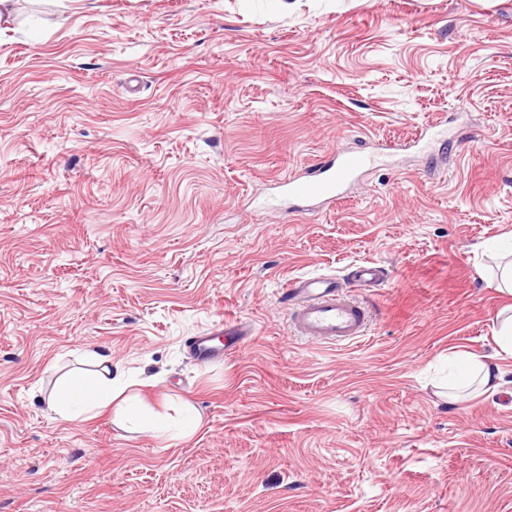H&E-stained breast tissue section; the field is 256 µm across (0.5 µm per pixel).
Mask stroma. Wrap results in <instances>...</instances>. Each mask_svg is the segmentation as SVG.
<instances>
[{"label": "stroma", "instance_id": "stroma-1", "mask_svg": "<svg viewBox=\"0 0 512 512\" xmlns=\"http://www.w3.org/2000/svg\"><path fill=\"white\" fill-rule=\"evenodd\" d=\"M338 145L399 151L327 211L261 209ZM510 233L512 0H28L0 33V512H512V358L498 394H438L497 351ZM311 274L366 336L292 334ZM93 351L199 429L54 413ZM501 259L504 261L497 266L496 290L505 296L512 297V245L502 250ZM216 339L212 332L200 333L198 336H194L191 343V351L198 365L206 366L213 361L224 357L222 348L218 345L212 344Z\"/></svg>", "mask_w": 512, "mask_h": 512}]
</instances>
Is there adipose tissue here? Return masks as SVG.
I'll return each instance as SVG.
<instances>
[{"mask_svg": "<svg viewBox=\"0 0 512 512\" xmlns=\"http://www.w3.org/2000/svg\"><path fill=\"white\" fill-rule=\"evenodd\" d=\"M499 328L496 332L498 353L496 359L459 354L455 360L456 381L449 386L448 399H456L459 391L478 386L485 393H494L502 385L501 359L512 358V302L498 312ZM94 372H76L59 379L48 398V404L58 415L76 419L91 412L111 407L121 392L112 378V361L99 355Z\"/></svg>", "mask_w": 512, "mask_h": 512, "instance_id": "ef3b65f1", "label": "adipose tissue"}]
</instances>
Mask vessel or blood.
I'll return each instance as SVG.
<instances>
[{"mask_svg": "<svg viewBox=\"0 0 512 512\" xmlns=\"http://www.w3.org/2000/svg\"><path fill=\"white\" fill-rule=\"evenodd\" d=\"M376 161V155L371 153L336 148L307 177L279 181L277 195L284 201H296L305 209L333 202ZM288 296L292 326L308 341L321 344L354 340L367 331L366 309L343 294L332 277L299 278L290 285ZM213 340L209 332L194 337L191 351L199 365L205 366L221 358L222 349L214 345Z\"/></svg>", "mask_w": 512, "mask_h": 512, "instance_id": "b4317fda", "label": "vessel or blood"}]
</instances>
